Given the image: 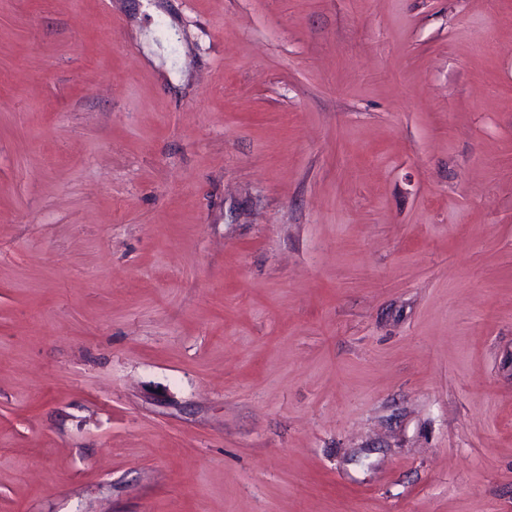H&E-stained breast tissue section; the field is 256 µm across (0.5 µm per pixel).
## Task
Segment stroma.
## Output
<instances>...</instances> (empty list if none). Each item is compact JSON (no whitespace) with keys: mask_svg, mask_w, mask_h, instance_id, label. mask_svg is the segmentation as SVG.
<instances>
[{"mask_svg":"<svg viewBox=\"0 0 512 512\" xmlns=\"http://www.w3.org/2000/svg\"><path fill=\"white\" fill-rule=\"evenodd\" d=\"M0 512H512V0H0Z\"/></svg>","mask_w":512,"mask_h":512,"instance_id":"1","label":"stroma"}]
</instances>
